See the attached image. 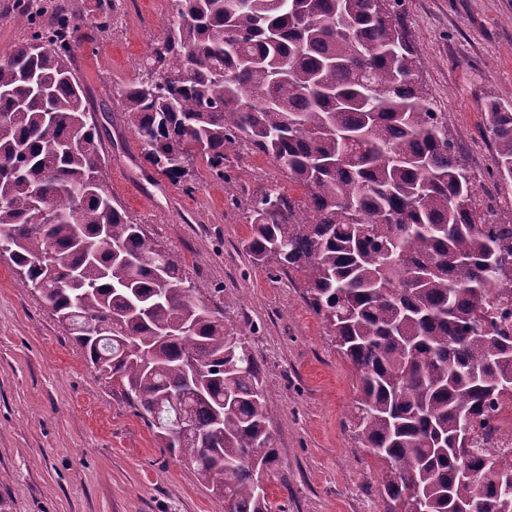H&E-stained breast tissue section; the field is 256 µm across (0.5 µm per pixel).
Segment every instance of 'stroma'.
<instances>
[{"label": "stroma", "mask_w": 512, "mask_h": 512, "mask_svg": "<svg viewBox=\"0 0 512 512\" xmlns=\"http://www.w3.org/2000/svg\"><path fill=\"white\" fill-rule=\"evenodd\" d=\"M110 35L77 48L74 70L97 109L112 193L134 223L183 262L197 295L224 311L261 365L275 406L270 477L283 512H382L383 465L350 417L358 396L335 338L299 278L256 265L233 199L282 182L273 161L231 156L233 180L195 158L191 179L155 174L121 122L112 92L133 82L163 34L168 0H115ZM398 17L421 60V82L454 129L484 206L512 208L488 178L483 108L512 95V0H401ZM184 458L159 448L122 390L105 386L43 298L0 255V512H223Z\"/></svg>", "instance_id": "1"}]
</instances>
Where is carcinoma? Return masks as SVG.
<instances>
[{
    "label": "carcinoma",
    "mask_w": 512,
    "mask_h": 512,
    "mask_svg": "<svg viewBox=\"0 0 512 512\" xmlns=\"http://www.w3.org/2000/svg\"><path fill=\"white\" fill-rule=\"evenodd\" d=\"M21 0L30 40L0 62V251L39 293L160 447L189 460L224 512H272L248 457L272 473L274 408L261 369L176 254L123 211L107 183L96 112L71 61L114 0H64L50 26ZM171 0L142 77L115 93L160 175L194 158L231 179L243 146L305 189L246 202L244 251L301 278L350 363L356 435L385 465L383 512L512 507V460L475 433L512 396V215L487 225L447 115L391 0ZM40 47L33 48L34 43ZM488 178L512 187V100L488 102ZM190 434L169 426L180 419Z\"/></svg>",
    "instance_id": "carcinoma-1"
}]
</instances>
